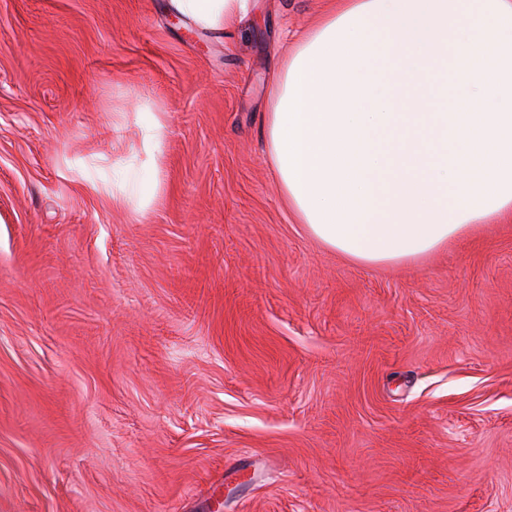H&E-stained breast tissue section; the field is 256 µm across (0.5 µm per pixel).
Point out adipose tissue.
I'll list each match as a JSON object with an SVG mask.
<instances>
[{"mask_svg":"<svg viewBox=\"0 0 512 512\" xmlns=\"http://www.w3.org/2000/svg\"><path fill=\"white\" fill-rule=\"evenodd\" d=\"M207 29L235 30L256 0H172ZM114 180L138 215L162 193L168 135L143 107ZM279 192L316 239L365 265L426 256L512 214V0H342L288 56L264 132Z\"/></svg>","mask_w":512,"mask_h":512,"instance_id":"1","label":"adipose tissue"}]
</instances>
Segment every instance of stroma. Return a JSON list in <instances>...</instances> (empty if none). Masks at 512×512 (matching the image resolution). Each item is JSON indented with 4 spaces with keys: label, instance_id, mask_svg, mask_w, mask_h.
<instances>
[{
    "label": "stroma",
    "instance_id": "obj_1",
    "mask_svg": "<svg viewBox=\"0 0 512 512\" xmlns=\"http://www.w3.org/2000/svg\"><path fill=\"white\" fill-rule=\"evenodd\" d=\"M339 0H0V512H512V216L412 262L310 235L270 84ZM168 122L145 216L78 162ZM258 0H172L174 9L190 17L198 26L235 30L241 22L253 16Z\"/></svg>",
    "mask_w": 512,
    "mask_h": 512
}]
</instances>
